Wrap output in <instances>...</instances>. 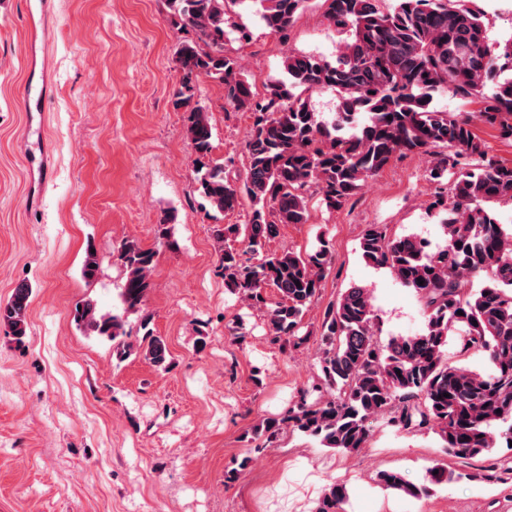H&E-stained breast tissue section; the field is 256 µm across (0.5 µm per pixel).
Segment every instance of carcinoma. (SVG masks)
Masks as SVG:
<instances>
[{
  "mask_svg": "<svg viewBox=\"0 0 512 512\" xmlns=\"http://www.w3.org/2000/svg\"><path fill=\"white\" fill-rule=\"evenodd\" d=\"M172 22L194 36L178 44L180 74L173 107L187 112L186 137L193 154L196 191L214 214L250 206L247 224L214 228L224 286L255 306L267 308L271 339L299 346L303 321L332 262L329 242L305 254H269L267 243L285 224L310 219L309 192L316 190L329 210L342 208L395 155L429 158V178L451 184L450 200L437 196L447 244L436 250L414 237H391L369 224L359 243L366 263L386 268L421 299L425 328L413 336L378 338V318L369 291L352 285L323 313L319 327L320 382L304 391L279 418L262 420L252 439L276 441L283 427L325 448L365 447L371 424L380 417L400 429L426 428L441 447L460 456L490 452L512 441V231L487 205L512 202V165L488 156L468 116L436 110L434 98L452 94L481 104L479 118L512 138V44L495 52L482 12L473 0H397L390 12L378 0H325V18L343 35L336 56L321 59L290 52L282 76L256 98L238 58L224 53L226 26L251 39L246 27L229 21L228 7L255 8L264 26L284 33L306 0H167ZM206 76L224 86V97L253 119L246 144V178L231 182L224 163L213 157L207 107L195 100ZM331 91L338 104L332 120L312 111L306 94ZM453 182H448V177ZM242 238L244 249L224 246ZM85 250L84 280L97 279L98 254ZM122 269L120 307L103 312L92 299L74 309L76 325L112 342L119 363L141 357L167 371L172 355L166 340L150 328L143 307L151 289L156 251L123 240L113 253ZM481 275L487 280L469 287ZM278 294L268 304L266 289ZM32 287L15 285L0 302V326L17 343L27 331ZM142 334L125 330L130 315ZM462 337L461 352L481 351L488 371L475 372L448 361L451 337ZM378 480L399 494L420 498L429 488L396 471ZM340 485L323 494L316 512H343Z\"/></svg>",
  "mask_w": 512,
  "mask_h": 512,
  "instance_id": "cac0c4a2",
  "label": "carcinoma"
}]
</instances>
